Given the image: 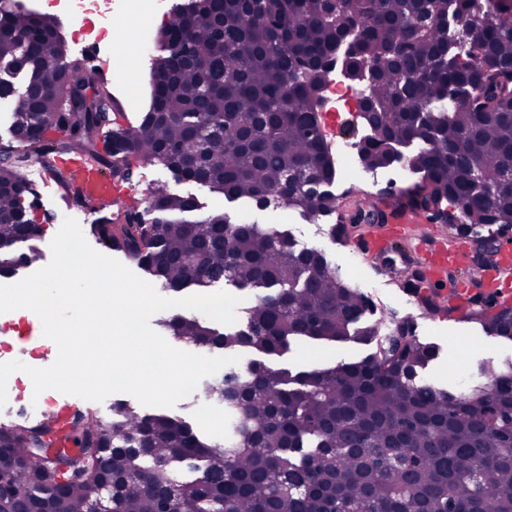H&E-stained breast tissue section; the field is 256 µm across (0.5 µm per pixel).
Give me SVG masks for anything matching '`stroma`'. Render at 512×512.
Here are the masks:
<instances>
[{
    "instance_id": "obj_1",
    "label": "stroma",
    "mask_w": 512,
    "mask_h": 512,
    "mask_svg": "<svg viewBox=\"0 0 512 512\" xmlns=\"http://www.w3.org/2000/svg\"><path fill=\"white\" fill-rule=\"evenodd\" d=\"M159 24L145 26L128 17L122 24L121 39L101 44V53L112 73L109 92L124 114L125 122L139 124L150 105L149 75L150 58L139 54L140 42L146 31H159ZM40 165L29 168L31 181L44 203L43 211L48 219L43 225L41 238L33 245L40 253L39 266H46L51 258L50 243L58 233L64 218L76 213L71 201L60 192L54 182L42 180ZM419 177L404 169L402 163H394L387 177L375 181L366 180L363 174L353 173L351 167L338 169L332 190L338 202L337 216L308 218L299 211L269 208L258 210L240 202H230L223 195L208 189L191 186L205 209H221L231 216L249 215L261 224H273L291 231L296 243L322 249L353 286L360 288L372 304L363 317L364 322L379 323L382 331L392 330L399 321H408L415 336L439 345L440 355L432 362L426 377L445 385L451 372L465 373L469 384L480 381L479 369L487 362L500 363L512 359V344L488 336L480 325L463 319L461 313L438 314L428 318L424 306L408 288L407 282L417 266L409 261L402 250L391 251L387 263L395 270L386 275L379 266L357 252L362 241L380 231L379 225L366 224L350 237L337 238L332 227L338 216H351L361 210L363 200H371L374 207L387 210L390 198L417 183ZM366 346L351 343H330L317 349L299 346L285 356V364L291 366L330 367L341 361L360 359L369 354ZM57 349L41 335L34 323L14 321L11 313H0V363L18 360L26 365L45 368L54 363ZM30 378L22 372L13 373L7 382L8 402L0 408V422L10 425L37 420L34 412L21 410L20 404L30 401Z\"/></svg>"
}]
</instances>
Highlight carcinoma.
I'll return each mask as SVG.
<instances>
[{
  "label": "carcinoma",
  "mask_w": 512,
  "mask_h": 512,
  "mask_svg": "<svg viewBox=\"0 0 512 512\" xmlns=\"http://www.w3.org/2000/svg\"><path fill=\"white\" fill-rule=\"evenodd\" d=\"M477 0H188L170 12L152 61L151 103L139 125L114 124L110 93L72 58L56 18L0 12V102L12 107L20 150L0 159V277L31 266L32 181L23 169L49 154L123 180L128 157L184 167L180 182L263 210L336 213L337 169L310 131L329 65L342 58L364 83L370 168L410 164L436 205L472 224H512V0H488L478 54L449 32ZM48 175L79 211L107 210L74 174ZM157 227L129 213L92 232L179 293L233 282L257 292L243 327L220 332L202 315L162 321L182 342L255 350L272 359L296 340L381 344L359 322L368 300L326 254L291 245L284 230L200 216L198 199L167 185L152 194ZM512 341V309L472 314ZM433 343L409 339L389 356L293 372L261 360L208 382L224 406V444L204 442L179 416L115 403L101 420L76 410L0 435V478L40 512H87L95 487L112 512H512V361L485 363V382L453 391L422 377Z\"/></svg>",
  "instance_id": "cac0c4a2"
}]
</instances>
